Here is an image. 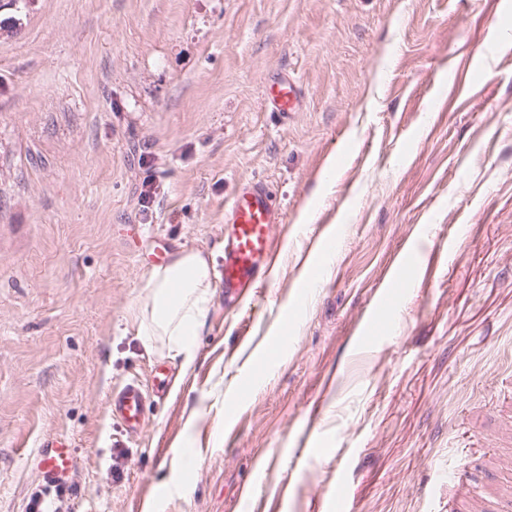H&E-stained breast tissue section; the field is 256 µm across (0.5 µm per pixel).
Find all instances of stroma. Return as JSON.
<instances>
[{
	"instance_id": "stroma-1",
	"label": "stroma",
	"mask_w": 512,
	"mask_h": 512,
	"mask_svg": "<svg viewBox=\"0 0 512 512\" xmlns=\"http://www.w3.org/2000/svg\"><path fill=\"white\" fill-rule=\"evenodd\" d=\"M281 71L305 92L287 120ZM251 179L284 208L267 288L215 289L191 365L145 348L148 252L218 263ZM155 367L115 447L106 397ZM511 376L512 0L0 9V512L56 435L72 512H304L340 477L325 512H512ZM304 100V90L292 74L285 72L271 80L265 93V104L271 112L288 118V112H299Z\"/></svg>"
}]
</instances>
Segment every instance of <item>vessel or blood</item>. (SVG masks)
Returning <instances> with one entry per match:
<instances>
[{
  "mask_svg": "<svg viewBox=\"0 0 512 512\" xmlns=\"http://www.w3.org/2000/svg\"><path fill=\"white\" fill-rule=\"evenodd\" d=\"M304 90L290 73L271 80L265 93L270 111L285 115L300 111ZM284 213L273 191L263 181L243 184L224 210V249L219 268V284L226 303H233L245 292L256 290L266 280L274 263L272 239ZM159 387H148L132 378L112 390L106 409L126 436L133 437L148 423L147 409L160 397ZM76 467L70 441L62 436L47 439L37 456V473L42 486L56 488L66 484Z\"/></svg>",
  "mask_w": 512,
  "mask_h": 512,
  "instance_id": "1",
  "label": "vessel or blood"
}]
</instances>
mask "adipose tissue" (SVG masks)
I'll return each mask as SVG.
<instances>
[{
  "mask_svg": "<svg viewBox=\"0 0 512 512\" xmlns=\"http://www.w3.org/2000/svg\"><path fill=\"white\" fill-rule=\"evenodd\" d=\"M147 291L135 307L137 335L143 346L165 340L169 351L192 360L194 338L213 294V269L201 251L173 255L153 268Z\"/></svg>",
  "mask_w": 512,
  "mask_h": 512,
  "instance_id": "adipose-tissue-1",
  "label": "adipose tissue"
}]
</instances>
